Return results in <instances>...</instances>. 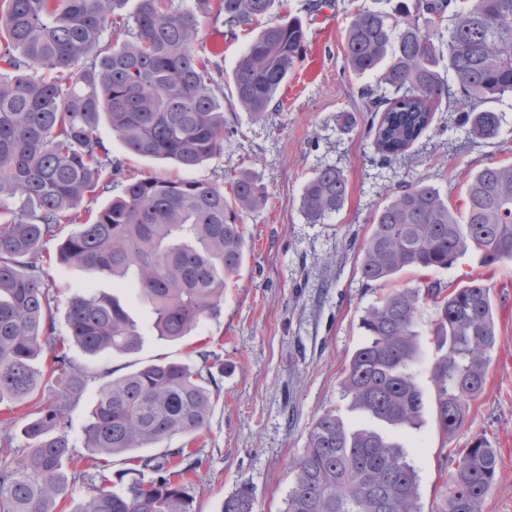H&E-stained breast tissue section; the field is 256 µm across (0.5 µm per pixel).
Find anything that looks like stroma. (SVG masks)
<instances>
[{
    "mask_svg": "<svg viewBox=\"0 0 512 512\" xmlns=\"http://www.w3.org/2000/svg\"><path fill=\"white\" fill-rule=\"evenodd\" d=\"M307 0H286L285 12L302 19L308 31L305 58L278 93L280 106L265 123L240 108L232 97V72L255 28L228 35L222 24L201 18L198 42L212 53L223 72L224 119L229 129L224 151L200 166L185 169L130 154L101 122L99 134L113 161L125 171L172 180L230 182L249 170L267 190L264 205L245 220L249 249L238 274L224 290L220 313L205 319L190 336L176 342L157 339L149 314L133 293H121L144 342L138 353H105L92 358L79 347L69 351L73 366L88 377L68 413L65 434L76 459L88 458L85 427L96 401L98 372L105 367L124 374L157 358L184 360L207 344L222 368L214 377L221 395L207 428L194 446L202 461L189 493L194 512H220L225 496L241 484L252 486L256 512H283L294 480L293 465L303 454L307 433L323 413L336 411L359 422L341 393L343 372L365 336L361 318L382 294L366 286L359 273V247L376 210L402 181L424 177L461 205L469 177L488 163L512 164V102L493 103L499 134L483 140L467 132L464 108L442 103L423 135L396 160L376 154L370 133L373 114L361 96L367 77L343 69L342 47L355 12L384 10L386 0H335L334 7L306 10ZM343 170L348 181L344 207L329 223H305L298 209L302 186L321 167ZM56 298L57 337L68 335L66 310L77 293L95 289L112 295L110 276L76 265L47 269ZM479 278L496 305L498 337L491 353L484 392L470 402L462 429L442 441L434 409L430 366L437 356L429 330L436 309L423 304L417 314L420 361L415 370L424 393L417 427L392 432L418 474L422 504H431L439 485L438 448L470 447L477 438L496 448V479L480 512H512V261L483 264L471 250L445 270H407L395 285L417 287L431 281L457 286Z\"/></svg>",
    "mask_w": 512,
    "mask_h": 512,
    "instance_id": "1",
    "label": "stroma"
}]
</instances>
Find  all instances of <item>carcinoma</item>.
Returning a JSON list of instances; mask_svg holds the SVG:
<instances>
[{
	"label": "carcinoma",
	"instance_id": "obj_1",
	"mask_svg": "<svg viewBox=\"0 0 512 512\" xmlns=\"http://www.w3.org/2000/svg\"><path fill=\"white\" fill-rule=\"evenodd\" d=\"M276 0H197L198 10L232 33L264 22L233 71L232 94L255 119L271 105L306 51L301 20L273 18ZM0 0V401L38 395L46 380L58 391L25 429L27 448H0V512H55L68 491L64 466L73 459L64 433L84 384L68 344L86 354L130 355L143 344L137 321L115 297L74 295L68 340L55 333L54 297L33 256L62 224L77 232L59 261L112 277L131 289L151 315L158 339L178 341L220 310L224 288L247 249L244 216L264 204V186L248 171L224 184L123 175L98 152L106 117L125 148L138 156L196 167L224 151L220 75L197 44V13L176 0ZM119 37L101 46L105 32ZM448 58V68L439 69ZM344 62L375 84L362 90L379 114L374 145L385 161L404 153L450 97L468 104L470 133L497 136L500 119L484 104L512 96V0H398L391 10L355 15L344 39ZM47 71L53 77L35 76ZM348 193L342 170L327 165L303 185L300 211L324 224ZM111 195L97 212L87 196ZM470 249L491 265L512 260V165L490 164L469 180L462 209L419 177L405 182L376 211L361 247L367 285L403 270L446 269ZM430 302L439 356L430 368L441 434L442 482L428 512H479L492 485L498 452L478 438L448 449L470 401L485 389L497 341L490 288L474 279L444 288H391L365 310L367 341L351 356L343 397L365 418L393 430L417 425L423 392L416 315ZM46 357L48 367L34 362ZM96 403L85 429L99 470L112 458L151 448L175 435L186 446L132 457L138 475L126 491L100 487L76 512H193L185 477L198 461L186 447L207 427L219 398L211 371L180 360H155L120 376L98 373ZM149 480H144L145 473ZM221 512H255L252 489L224 498ZM283 512H423L418 476L402 446L369 425L349 426L327 411L310 427Z\"/></svg>",
	"mask_w": 512,
	"mask_h": 512
}]
</instances>
